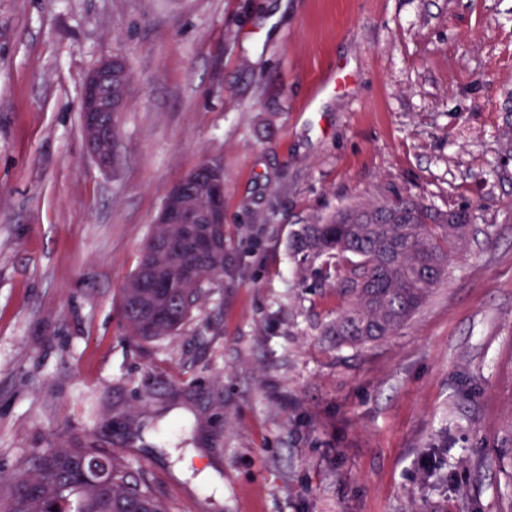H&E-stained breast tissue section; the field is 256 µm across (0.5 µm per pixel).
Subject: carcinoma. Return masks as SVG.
Here are the masks:
<instances>
[{"label": "carcinoma", "instance_id": "obj_1", "mask_svg": "<svg viewBox=\"0 0 512 512\" xmlns=\"http://www.w3.org/2000/svg\"><path fill=\"white\" fill-rule=\"evenodd\" d=\"M476 215L467 207L434 212L400 194L339 211L323 224H302L291 248L318 263L324 284L334 283L346 306L325 333L336 344L364 346L396 335L446 277L449 258L471 238ZM137 269L121 289L127 334L153 340L176 334L206 290L224 277V252L199 255L190 238L158 224ZM160 280L157 292L147 284ZM424 481L444 478L438 450ZM6 506L0 512H169L148 489L131 481L112 452L88 442L80 448L50 449L31 468L0 476Z\"/></svg>", "mask_w": 512, "mask_h": 512}]
</instances>
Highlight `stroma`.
Wrapping results in <instances>:
<instances>
[{
    "label": "stroma",
    "mask_w": 512,
    "mask_h": 512,
    "mask_svg": "<svg viewBox=\"0 0 512 512\" xmlns=\"http://www.w3.org/2000/svg\"><path fill=\"white\" fill-rule=\"evenodd\" d=\"M107 58L104 170L80 98ZM510 121L512 0H0V474L91 440L171 512H512ZM204 160L224 279L128 336L120 290ZM394 191L477 232L397 335L336 346L344 300L289 239ZM125 79L124 63L120 59L113 58L99 63L84 82L81 110L84 136L91 155L103 169H109L114 165L116 145L115 142L112 145L110 160L101 161L96 152V144L100 142L104 134L101 115L103 112H108L112 117V112L117 115L118 112L125 110L129 78L124 85L126 99L118 90L124 84Z\"/></svg>",
    "instance_id": "1"
}]
</instances>
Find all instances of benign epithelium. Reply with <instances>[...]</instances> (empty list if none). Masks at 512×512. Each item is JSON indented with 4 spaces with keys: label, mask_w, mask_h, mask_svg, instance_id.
Returning <instances> with one entry per match:
<instances>
[{
    "label": "benign epithelium",
    "mask_w": 512,
    "mask_h": 512,
    "mask_svg": "<svg viewBox=\"0 0 512 512\" xmlns=\"http://www.w3.org/2000/svg\"><path fill=\"white\" fill-rule=\"evenodd\" d=\"M126 79L124 63L116 58L107 59L87 76L82 96L83 131L88 149L103 169L115 163L116 148H111V158L101 161L96 144L103 137L101 115L118 113L126 108V99L119 92ZM206 200L210 223H224V174L213 165L194 167L179 183L171 187L162 204L157 221L160 224L192 225L198 223L200 200Z\"/></svg>",
    "instance_id": "obj_1"
}]
</instances>
